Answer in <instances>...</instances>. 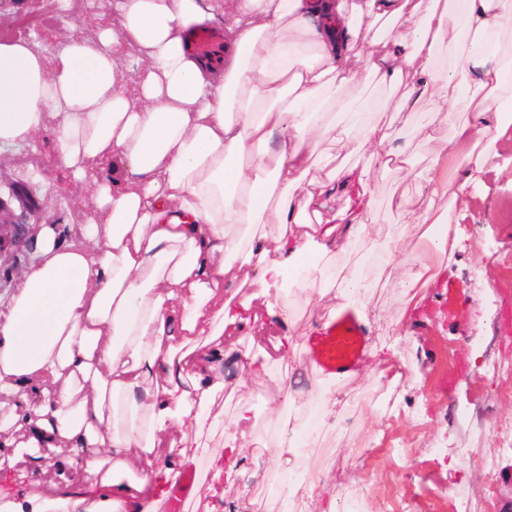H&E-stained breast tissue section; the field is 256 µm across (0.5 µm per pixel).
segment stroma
Returning <instances> with one entry per match:
<instances>
[{"mask_svg": "<svg viewBox=\"0 0 512 512\" xmlns=\"http://www.w3.org/2000/svg\"><path fill=\"white\" fill-rule=\"evenodd\" d=\"M112 24V9L105 0H73L62 8L58 0H0V36L34 38L46 54H54L73 38L94 41L97 33ZM55 131L42 133L24 147H0V199L13 213H26L29 224H73L77 207L87 196V187L76 181L61 164ZM23 185L24 197L12 194ZM411 189L410 180L390 172L377 179L375 202L364 220L370 231L365 239L336 265L358 267L376 288L370 300V344L394 343L402 362V380L369 377L360 366L346 381L340 395L346 402L335 427L324 429L316 447L296 459L292 472L281 474L273 485L264 474H245L230 484L215 478L209 458L179 457L162 447L157 462L193 468L197 484L212 487L224 501V512H297L305 500L309 480L322 477L336 498H358L364 488L377 496L365 500L367 512H378L379 500L395 503L411 496L432 507L433 512H512V451L500 448L493 427L512 428V375L492 376L489 368L512 365V345L501 332L512 321L506 302L512 294V222L504 208L512 201V164L499 166L479 187L468 218L449 261L441 265L440 281L417 289L405 301L399 266L380 267L379 258L391 252L414 261L420 252L414 225L418 208H391V195ZM308 290L297 273H290L281 288L263 293L243 289L240 297L264 324L261 344L242 342L241 349L269 372L244 379L245 396L254 405L252 420L238 430L245 452L256 443L278 447V432L285 424H298L302 409L292 406L270 413L269 398L277 393L274 374L293 367L307 372L299 345H289L287 355L274 349L284 331L267 317L269 300L287 307L297 319L296 333L307 327L310 306ZM410 316L397 327L398 305ZM408 444L409 456L397 452ZM471 451L470 463H460L458 449ZM493 468H484L485 460ZM347 469L342 477L329 471L332 461ZM30 492L55 496L84 486V470L68 467L40 473L28 468L21 478Z\"/></svg>", "mask_w": 512, "mask_h": 512, "instance_id": "1", "label": "stroma"}]
</instances>
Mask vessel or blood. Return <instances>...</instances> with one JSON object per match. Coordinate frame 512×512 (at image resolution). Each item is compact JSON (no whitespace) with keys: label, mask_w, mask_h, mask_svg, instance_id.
Instances as JSON below:
<instances>
[{"label":"vessel or blood","mask_w":512,"mask_h":512,"mask_svg":"<svg viewBox=\"0 0 512 512\" xmlns=\"http://www.w3.org/2000/svg\"><path fill=\"white\" fill-rule=\"evenodd\" d=\"M368 336L363 323L352 312L326 319L308 336L304 355L311 367L326 378H348L364 358Z\"/></svg>","instance_id":"1"}]
</instances>
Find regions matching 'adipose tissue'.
<instances>
[{"mask_svg": "<svg viewBox=\"0 0 512 512\" xmlns=\"http://www.w3.org/2000/svg\"><path fill=\"white\" fill-rule=\"evenodd\" d=\"M224 0H114L96 42L71 39L47 62L26 39H0V146H23L57 121L59 159L89 186L84 223L61 241L35 228V255L0 305V512H159L172 468L137 471L173 427L197 451L221 419L224 340L255 327L244 286H275L303 272L310 304L366 318L371 290L357 270L327 261L369 232L376 177L412 178L425 206V249L402 285L427 287L455 248L458 199L489 174L484 146L512 142V50L501 35L512 0H338L329 43L303 0H240L217 58L191 54V32ZM136 51L134 84L123 49ZM390 88L376 100L367 86ZM475 104L473 123L454 104ZM448 134L416 171L392 145L393 122L420 100ZM368 118L363 138L336 110ZM340 162H324V141ZM107 178H98L101 167ZM451 170L453 181L440 174ZM229 224H256L248 240ZM69 450L92 477L82 491L46 498L20 490L18 463Z\"/></svg>", "mask_w": 512, "mask_h": 512, "instance_id": "ef3b65f1", "label": "adipose tissue"}]
</instances>
